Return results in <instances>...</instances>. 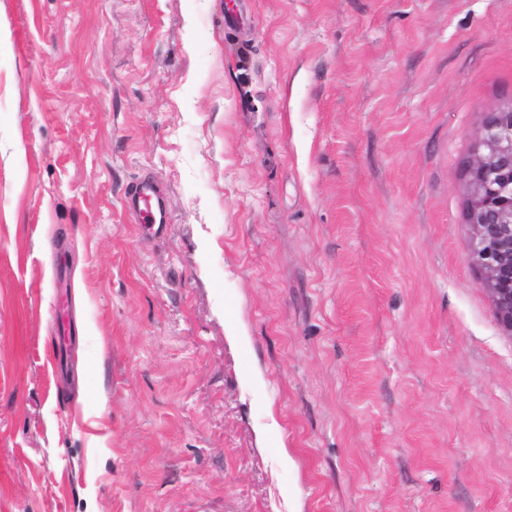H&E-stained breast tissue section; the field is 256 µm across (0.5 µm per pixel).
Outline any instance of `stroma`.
Wrapping results in <instances>:
<instances>
[{
  "label": "stroma",
  "instance_id": "stroma-1",
  "mask_svg": "<svg viewBox=\"0 0 512 512\" xmlns=\"http://www.w3.org/2000/svg\"><path fill=\"white\" fill-rule=\"evenodd\" d=\"M509 100L512 0H0V512H512ZM466 174L471 261L502 330L512 336V101L487 112ZM123 204L136 217L137 223L147 226L153 236L161 235L169 224L166 196L152 177H137L127 189Z\"/></svg>",
  "mask_w": 512,
  "mask_h": 512
}]
</instances>
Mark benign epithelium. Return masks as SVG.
Wrapping results in <instances>:
<instances>
[{"label": "benign epithelium", "mask_w": 512, "mask_h": 512, "mask_svg": "<svg viewBox=\"0 0 512 512\" xmlns=\"http://www.w3.org/2000/svg\"><path fill=\"white\" fill-rule=\"evenodd\" d=\"M471 261L502 330L512 336V102L486 114L467 170Z\"/></svg>", "instance_id": "benign-epithelium-1"}]
</instances>
